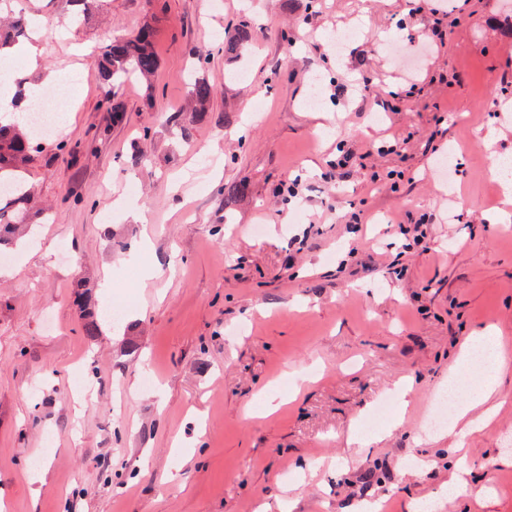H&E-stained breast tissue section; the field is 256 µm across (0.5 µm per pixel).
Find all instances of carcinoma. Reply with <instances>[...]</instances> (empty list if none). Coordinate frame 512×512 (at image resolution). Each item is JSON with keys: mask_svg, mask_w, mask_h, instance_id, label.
Returning a JSON list of instances; mask_svg holds the SVG:
<instances>
[{"mask_svg": "<svg viewBox=\"0 0 512 512\" xmlns=\"http://www.w3.org/2000/svg\"><path fill=\"white\" fill-rule=\"evenodd\" d=\"M24 16H19L6 30L0 28V50L18 43L26 33ZM104 88V103L112 120L123 117L124 106L117 90L132 79L149 81L156 73L159 59L154 48L151 30L144 28L136 34L104 45L94 58ZM215 88L203 76H196L190 84L189 100L193 113L178 122L182 141L193 140L194 123L208 111ZM45 142L37 139L29 125L17 121H0V187H11L12 196H0V246H10L19 224L33 220L31 192L26 187L25 170L35 156L42 152Z\"/></svg>", "mask_w": 512, "mask_h": 512, "instance_id": "1", "label": "carcinoma"}]
</instances>
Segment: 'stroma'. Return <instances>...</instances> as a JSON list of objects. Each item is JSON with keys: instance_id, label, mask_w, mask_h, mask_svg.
I'll return each mask as SVG.
<instances>
[{"instance_id": "1", "label": "stroma", "mask_w": 512, "mask_h": 512, "mask_svg": "<svg viewBox=\"0 0 512 512\" xmlns=\"http://www.w3.org/2000/svg\"><path fill=\"white\" fill-rule=\"evenodd\" d=\"M505 2L102 0L75 30L24 0L40 53L10 63L74 104L0 262V512H512V368L488 427L423 429L468 337L512 346ZM144 26L160 65L117 125L93 55ZM195 72L217 91L186 144ZM81 292L120 312L94 337ZM461 453L481 497L448 488Z\"/></svg>"}]
</instances>
